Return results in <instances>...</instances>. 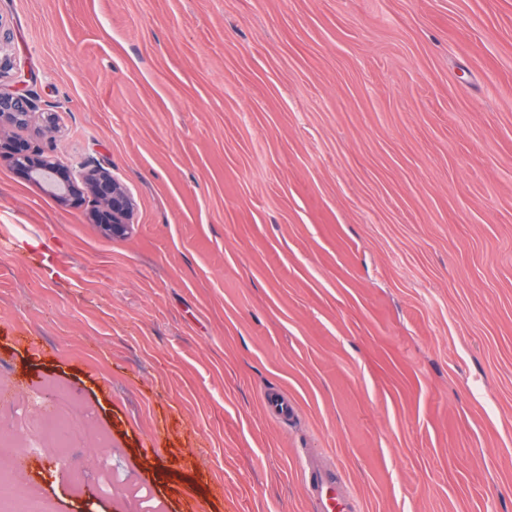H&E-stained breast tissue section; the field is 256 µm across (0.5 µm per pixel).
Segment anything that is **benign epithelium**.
Wrapping results in <instances>:
<instances>
[{
    "label": "benign epithelium",
    "instance_id": "benign-epithelium-1",
    "mask_svg": "<svg viewBox=\"0 0 512 512\" xmlns=\"http://www.w3.org/2000/svg\"><path fill=\"white\" fill-rule=\"evenodd\" d=\"M35 110L36 103L31 97L0 92V128L28 125ZM2 158L9 160L26 179L35 180L42 172L50 173L58 204L66 208L90 205L88 214L105 236L123 238L128 234L134 202L107 168L61 162L23 140H13L5 147L0 145Z\"/></svg>",
    "mask_w": 512,
    "mask_h": 512
}]
</instances>
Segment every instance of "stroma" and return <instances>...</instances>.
I'll return each instance as SVG.
<instances>
[{
    "label": "stroma",
    "mask_w": 512,
    "mask_h": 512,
    "mask_svg": "<svg viewBox=\"0 0 512 512\" xmlns=\"http://www.w3.org/2000/svg\"><path fill=\"white\" fill-rule=\"evenodd\" d=\"M0 50L109 167L111 239L0 160V396L88 423L0 467L52 512H512V0H0ZM40 250H33V243ZM294 405L265 412L264 390ZM335 465L310 459L305 469L304 494L313 512H360L356 495L348 489Z\"/></svg>",
    "instance_id": "1"
}]
</instances>
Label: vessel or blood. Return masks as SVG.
Returning <instances> with one entry per match:
<instances>
[{
    "mask_svg": "<svg viewBox=\"0 0 512 512\" xmlns=\"http://www.w3.org/2000/svg\"><path fill=\"white\" fill-rule=\"evenodd\" d=\"M304 494L312 512H361L356 495L348 489L333 465L309 460L305 469Z\"/></svg>",
    "mask_w": 512,
    "mask_h": 512,
    "instance_id": "1",
    "label": "vessel or blood"
}]
</instances>
